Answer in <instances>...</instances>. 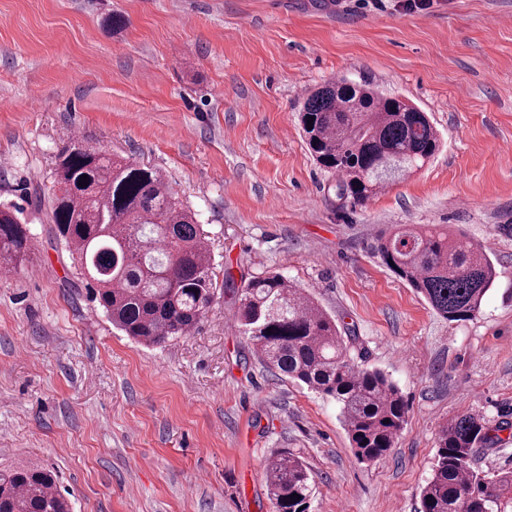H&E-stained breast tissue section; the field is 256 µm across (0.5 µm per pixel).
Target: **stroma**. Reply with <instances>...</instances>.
I'll return each mask as SVG.
<instances>
[{"instance_id": "1", "label": "stroma", "mask_w": 512, "mask_h": 512, "mask_svg": "<svg viewBox=\"0 0 512 512\" xmlns=\"http://www.w3.org/2000/svg\"><path fill=\"white\" fill-rule=\"evenodd\" d=\"M340 78L408 100L443 141L362 205L337 197L299 123L307 92ZM77 140L161 170L196 212L220 291L189 336H125L74 268L51 206ZM1 203L31 250L0 273V469L53 470L72 512H274L265 463L284 449L310 471L311 512H418L441 424L512 417V0H0ZM395 224L486 249L479 315L443 319L383 263ZM266 271L399 389L382 459L358 462L338 405L235 330L226 274Z\"/></svg>"}]
</instances>
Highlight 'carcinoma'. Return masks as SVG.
Returning a JSON list of instances; mask_svg holds the SVG:
<instances>
[{
  "label": "carcinoma",
  "mask_w": 512,
  "mask_h": 512,
  "mask_svg": "<svg viewBox=\"0 0 512 512\" xmlns=\"http://www.w3.org/2000/svg\"><path fill=\"white\" fill-rule=\"evenodd\" d=\"M300 122L316 161L336 176L337 196L355 204L422 167L441 145L427 113L345 78L314 91ZM52 210L58 236L125 335L161 345L190 335L206 315L215 296L209 243L159 170L75 143L58 157ZM30 245L19 212L1 206L0 268H17ZM376 252L450 322L476 317L496 284L485 249L439 225L403 224ZM225 285L238 302V330L259 360L336 402L359 461L385 456L407 404L383 372L354 362L336 319L279 273L252 276L239 288L228 273ZM511 429V420L492 427L476 413L442 425L419 512H512V470L472 465L479 448L502 443L499 433ZM266 481L274 512H310L312 479L300 459L271 457ZM0 512H71V504L51 472L16 467L0 471Z\"/></svg>",
  "instance_id": "cac0c4a2"
}]
</instances>
